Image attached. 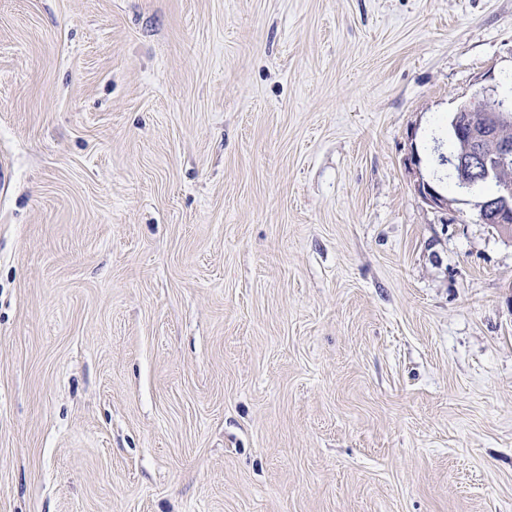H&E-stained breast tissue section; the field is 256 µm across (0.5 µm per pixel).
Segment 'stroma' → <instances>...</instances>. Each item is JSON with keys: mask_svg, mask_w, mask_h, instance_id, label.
Instances as JSON below:
<instances>
[{"mask_svg": "<svg viewBox=\"0 0 512 512\" xmlns=\"http://www.w3.org/2000/svg\"><path fill=\"white\" fill-rule=\"evenodd\" d=\"M509 86L512 0H0V512H512V237L415 190Z\"/></svg>", "mask_w": 512, "mask_h": 512, "instance_id": "35a3bbf8", "label": "stroma"}]
</instances>
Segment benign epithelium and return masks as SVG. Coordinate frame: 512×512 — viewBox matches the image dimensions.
Here are the masks:
<instances>
[{
    "instance_id": "1",
    "label": "benign epithelium",
    "mask_w": 512,
    "mask_h": 512,
    "mask_svg": "<svg viewBox=\"0 0 512 512\" xmlns=\"http://www.w3.org/2000/svg\"><path fill=\"white\" fill-rule=\"evenodd\" d=\"M509 110L489 103H464L453 113L457 128V146L453 164L464 184L479 173L484 178L497 175L512 162V133L506 130L503 116ZM415 189L423 200L438 209L453 210L461 202L456 195L445 194L421 179ZM481 222L512 224V181L500 182L497 196L478 204Z\"/></svg>"
}]
</instances>
